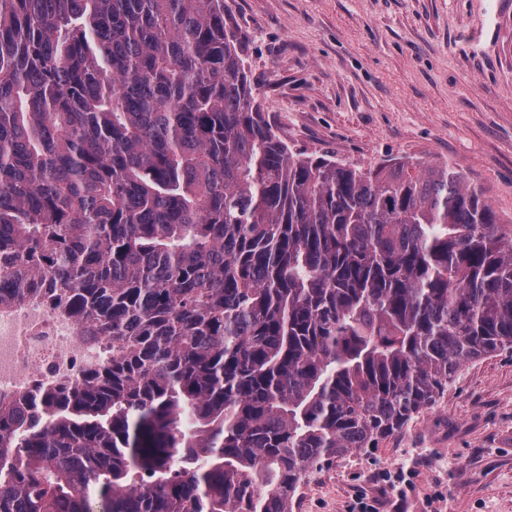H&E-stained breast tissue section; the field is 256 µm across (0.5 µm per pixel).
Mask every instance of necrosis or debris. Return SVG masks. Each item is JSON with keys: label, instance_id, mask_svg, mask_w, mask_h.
<instances>
[{"label": "necrosis or debris", "instance_id": "4bbe7bcc", "mask_svg": "<svg viewBox=\"0 0 512 512\" xmlns=\"http://www.w3.org/2000/svg\"><path fill=\"white\" fill-rule=\"evenodd\" d=\"M108 360L104 337L42 300L0 306V399L78 382Z\"/></svg>", "mask_w": 512, "mask_h": 512}]
</instances>
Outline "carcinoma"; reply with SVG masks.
<instances>
[{
    "label": "carcinoma",
    "mask_w": 512,
    "mask_h": 512,
    "mask_svg": "<svg viewBox=\"0 0 512 512\" xmlns=\"http://www.w3.org/2000/svg\"><path fill=\"white\" fill-rule=\"evenodd\" d=\"M106 338L0 402V512H292L512 349V225L452 165L294 153L224 0H0V304Z\"/></svg>",
    "instance_id": "cac0c4a2"
}]
</instances>
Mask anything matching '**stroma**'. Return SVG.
Instances as JSON below:
<instances>
[{
    "instance_id": "35a3bbf8",
    "label": "stroma",
    "mask_w": 512,
    "mask_h": 512,
    "mask_svg": "<svg viewBox=\"0 0 512 512\" xmlns=\"http://www.w3.org/2000/svg\"><path fill=\"white\" fill-rule=\"evenodd\" d=\"M291 150L450 163L512 222V0H224ZM512 512V351L403 434L309 474L293 512Z\"/></svg>"
}]
</instances>
